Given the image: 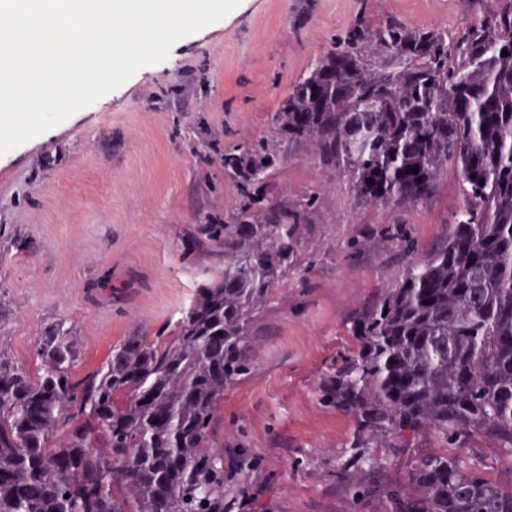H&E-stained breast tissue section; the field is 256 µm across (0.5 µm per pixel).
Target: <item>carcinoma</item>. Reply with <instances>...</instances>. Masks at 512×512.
<instances>
[{
    "label": "carcinoma",
    "instance_id": "obj_1",
    "mask_svg": "<svg viewBox=\"0 0 512 512\" xmlns=\"http://www.w3.org/2000/svg\"><path fill=\"white\" fill-rule=\"evenodd\" d=\"M372 47L393 65L370 68ZM271 122L273 136L224 148L237 203L199 228L211 263L172 339L127 336L79 378L80 345L57 320L39 334L36 374L0 360V512H224L212 421L224 387L251 373L254 312L316 205L272 181L290 144L344 166L353 199L380 209L427 203L450 163L465 184L448 240L360 318L356 353L323 389L354 419L349 465L373 463L363 437L401 451L432 432L443 451L414 456L401 483L357 487L354 502L512 512V481L448 455L480 434L512 455V0L451 40L397 18L332 39Z\"/></svg>",
    "mask_w": 512,
    "mask_h": 512
}]
</instances>
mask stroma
Segmentation results:
<instances>
[{"label":"stroma","mask_w":512,"mask_h":512,"mask_svg":"<svg viewBox=\"0 0 512 512\" xmlns=\"http://www.w3.org/2000/svg\"><path fill=\"white\" fill-rule=\"evenodd\" d=\"M488 0H241L225 18L139 69L97 100L0 155V358L35 369L41 328L71 326L85 376L134 334L166 337L210 263L188 250L203 217L226 219L237 199L225 147L270 137L271 117L331 39L397 18L456 33ZM275 180L289 199L316 197L288 274L253 321L254 363L225 387L213 423L224 455V512H386L354 506L355 487L403 479L406 457L369 446L375 465L346 468L355 423L322 386L353 355L354 326L398 287L410 259L389 235L405 228L418 255L447 238L463 203L456 170L423 206L357 205L344 168L288 147ZM461 455L512 481V456L482 435Z\"/></svg>","instance_id":"obj_1"}]
</instances>
